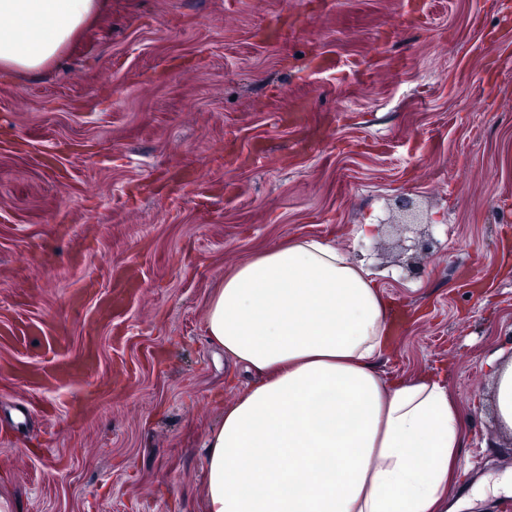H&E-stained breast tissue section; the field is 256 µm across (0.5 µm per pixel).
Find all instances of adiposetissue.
Masks as SVG:
<instances>
[{"label": "adipose tissue", "mask_w": 512, "mask_h": 512, "mask_svg": "<svg viewBox=\"0 0 512 512\" xmlns=\"http://www.w3.org/2000/svg\"><path fill=\"white\" fill-rule=\"evenodd\" d=\"M100 7L0 0V74L42 72ZM204 329L256 374L207 437V512H461L464 425L446 372L382 375L389 302L333 243L291 239L225 273ZM488 365L512 434V354Z\"/></svg>", "instance_id": "obj_1"}]
</instances>
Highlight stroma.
Masks as SVG:
<instances>
[{
	"mask_svg": "<svg viewBox=\"0 0 512 512\" xmlns=\"http://www.w3.org/2000/svg\"><path fill=\"white\" fill-rule=\"evenodd\" d=\"M302 236L405 313L386 376L447 367L457 495L511 472L485 360L512 346V0H105L45 71L1 74L0 326L51 336L0 364L97 350L76 383L0 371L15 512H205L204 442L253 380L204 336L208 299ZM112 268L139 293L99 320L71 297Z\"/></svg>",
	"mask_w": 512,
	"mask_h": 512,
	"instance_id": "obj_1",
	"label": "stroma"
}]
</instances>
